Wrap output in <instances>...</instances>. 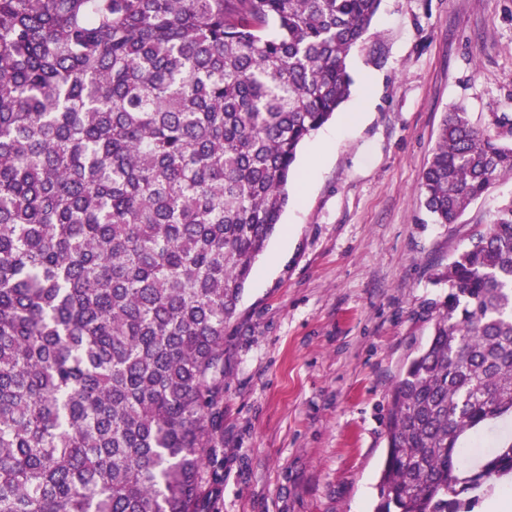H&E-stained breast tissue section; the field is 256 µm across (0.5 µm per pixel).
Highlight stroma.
Segmentation results:
<instances>
[{"label": "stroma", "mask_w": 512, "mask_h": 512, "mask_svg": "<svg viewBox=\"0 0 512 512\" xmlns=\"http://www.w3.org/2000/svg\"><path fill=\"white\" fill-rule=\"evenodd\" d=\"M363 120L302 146L280 226L224 341L220 512H373L388 395L445 293L435 269L493 223L512 179L452 224L421 203L444 112L512 117V0H382L348 60Z\"/></svg>", "instance_id": "stroma-1"}]
</instances>
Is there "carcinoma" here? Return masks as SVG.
Wrapping results in <instances>:
<instances>
[{"mask_svg": "<svg viewBox=\"0 0 512 512\" xmlns=\"http://www.w3.org/2000/svg\"><path fill=\"white\" fill-rule=\"evenodd\" d=\"M379 5L0 0V512H219L224 332ZM505 177L512 119L446 113L435 221ZM434 283L374 512H473L512 474V444L459 448L512 412V198Z\"/></svg>", "mask_w": 512, "mask_h": 512, "instance_id": "cac0c4a2", "label": "carcinoma"}]
</instances>
